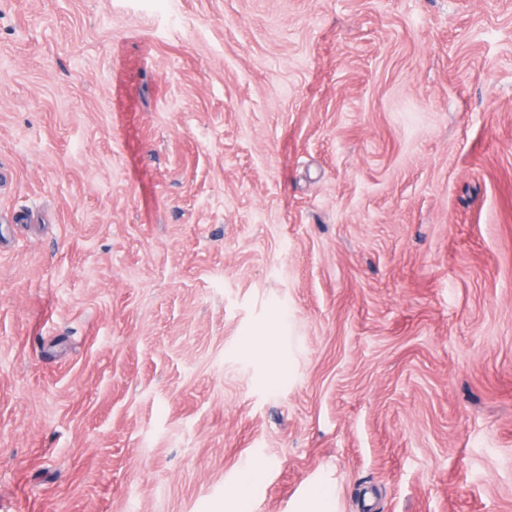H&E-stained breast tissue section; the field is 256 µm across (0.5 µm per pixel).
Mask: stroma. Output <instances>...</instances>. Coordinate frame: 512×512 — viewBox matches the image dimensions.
Returning a JSON list of instances; mask_svg holds the SVG:
<instances>
[{"instance_id":"obj_1","label":"stroma","mask_w":512,"mask_h":512,"mask_svg":"<svg viewBox=\"0 0 512 512\" xmlns=\"http://www.w3.org/2000/svg\"><path fill=\"white\" fill-rule=\"evenodd\" d=\"M0 512H512V0H0Z\"/></svg>"}]
</instances>
